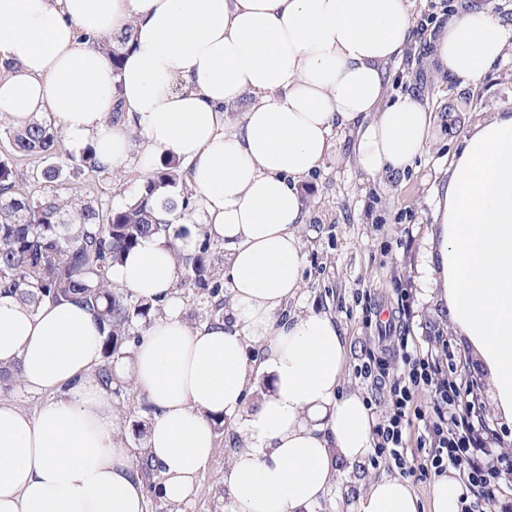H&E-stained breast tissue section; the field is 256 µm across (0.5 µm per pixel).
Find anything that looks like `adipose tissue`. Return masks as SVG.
Instances as JSON below:
<instances>
[{
    "label": "adipose tissue",
    "instance_id": "obj_1",
    "mask_svg": "<svg viewBox=\"0 0 512 512\" xmlns=\"http://www.w3.org/2000/svg\"><path fill=\"white\" fill-rule=\"evenodd\" d=\"M413 25L412 0H0V114L18 125L54 115L109 173L134 130L146 158L185 163L206 204L203 229L224 243L230 290L223 320L196 327L172 297L183 266L167 237L111 269L135 297L166 305L114 367L154 410L139 445L117 441L92 314L0 295V367H19L22 385L47 397L33 413L0 399V512H149L153 495L186 503L214 459L221 417L241 443L224 470L232 512H313L341 464L369 457L374 418L347 386L334 317L280 309L303 285L302 185L333 129L354 132L352 160L370 177L405 172L433 136L422 95L386 97V67ZM124 32L116 70L95 41ZM426 38L430 66L466 84L512 32L474 7ZM448 174L431 271L451 327L512 419V111L472 125ZM143 455L161 471L152 489ZM462 493L453 472L425 501L382 476L350 512H459Z\"/></svg>",
    "mask_w": 512,
    "mask_h": 512
}]
</instances>
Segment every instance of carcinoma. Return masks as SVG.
I'll list each match as a JSON object with an SVG mask.
<instances>
[{
  "instance_id": "carcinoma-1",
  "label": "carcinoma",
  "mask_w": 512,
  "mask_h": 512,
  "mask_svg": "<svg viewBox=\"0 0 512 512\" xmlns=\"http://www.w3.org/2000/svg\"><path fill=\"white\" fill-rule=\"evenodd\" d=\"M129 33L98 43L119 69ZM4 133L12 151L0 153V291L17 296L36 309L46 300H76L93 309L103 332L102 363L96 370L101 385L121 395L114 364L124 357L138 336L137 326L163 314V305L138 299L112 282L109 272L126 254L151 236L164 233L184 266V285L217 299L210 321L224 320L222 266L210 239L201 237L194 251H182L179 242L189 234L156 218L159 209L187 217L194 212L187 193L174 194L182 183L180 163L161 162L129 202L105 208L92 198L57 194L34 198L19 189L18 159L41 166L42 178L63 185L87 172H100L93 151L68 150L60 133L43 120L8 126ZM19 385V370L0 369V392Z\"/></svg>"
}]
</instances>
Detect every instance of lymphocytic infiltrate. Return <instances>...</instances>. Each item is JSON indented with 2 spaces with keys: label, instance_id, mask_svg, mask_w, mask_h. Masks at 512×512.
Wrapping results in <instances>:
<instances>
[{
  "label": "lymphocytic infiltrate",
  "instance_id": "obj_1",
  "mask_svg": "<svg viewBox=\"0 0 512 512\" xmlns=\"http://www.w3.org/2000/svg\"><path fill=\"white\" fill-rule=\"evenodd\" d=\"M403 369L392 372L386 358H372L357 370L371 389L384 391L385 410L379 411L373 427L374 456L384 464L406 469L409 439L427 451L419 463L422 472L443 473L454 469L466 493L461 512H512V498L489 496L485 487L498 480L487 448L481 440L485 428L476 411L463 409L462 398L470 392L466 378L449 379L445 364L446 347L428 344L417 347L408 337H400L396 350ZM434 399L432 412H424L418 402L420 392ZM421 423L419 436H412L414 423Z\"/></svg>",
  "mask_w": 512,
  "mask_h": 512
}]
</instances>
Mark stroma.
I'll use <instances>...</instances> for the list:
<instances>
[{
    "mask_svg": "<svg viewBox=\"0 0 512 512\" xmlns=\"http://www.w3.org/2000/svg\"><path fill=\"white\" fill-rule=\"evenodd\" d=\"M457 4L458 0H414L418 26L411 32L405 59L390 67L389 95L420 89L435 116V136L414 166L403 173L367 177L351 159L349 131L339 128L332 132L329 157L307 180L308 220L300 229L303 287L285 310L315 309L333 315L354 368L376 352L380 327L394 315L403 288L414 296L405 328L416 342L427 344L443 330L456 357L472 353L464 338L449 332L448 314L430 275L436 190L447 180L449 157L470 127L493 113L512 110V48L474 83L425 70L416 50L422 31L445 22ZM130 140L129 158L118 173L86 174L68 184L66 194L88 196L109 207L133 197L153 170L143 162L141 136L131 134ZM112 402L121 415V438L143 442L144 425L152 415L147 399L130 387ZM232 457V451L216 450L211 468L182 512H230L222 475ZM385 472L384 465L366 460L356 466L354 477L342 478L329 491L315 512H349L365 484Z\"/></svg>",
    "mask_w": 512,
    "mask_h": 512,
    "instance_id": "35a3bbf8",
    "label": "stroma"
}]
</instances>
